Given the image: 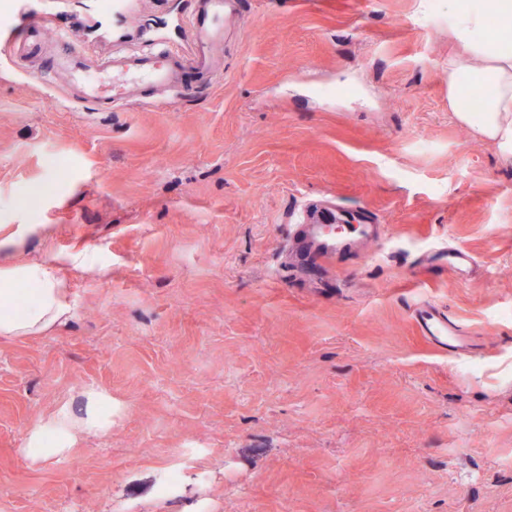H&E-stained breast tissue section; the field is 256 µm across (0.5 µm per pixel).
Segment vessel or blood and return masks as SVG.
I'll return each instance as SVG.
<instances>
[{"instance_id": "1", "label": "vessel or blood", "mask_w": 512, "mask_h": 512, "mask_svg": "<svg viewBox=\"0 0 512 512\" xmlns=\"http://www.w3.org/2000/svg\"><path fill=\"white\" fill-rule=\"evenodd\" d=\"M41 15L30 0H18L13 17L0 26V33L15 42L33 43L40 33ZM196 53L186 58L171 47L150 53L113 56L91 66L83 54H72L64 67L69 80L82 98L92 103L111 104L143 101L147 88L188 89V75L209 71L215 64L224 39V0H204L193 16ZM295 245L308 257L331 261L346 251L349 238L332 224H302L296 231ZM416 323L439 351L464 355L467 338L464 330L434 306H419Z\"/></svg>"}]
</instances>
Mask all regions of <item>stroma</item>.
<instances>
[{
    "mask_svg": "<svg viewBox=\"0 0 512 512\" xmlns=\"http://www.w3.org/2000/svg\"><path fill=\"white\" fill-rule=\"evenodd\" d=\"M57 51L189 47L195 0H35ZM429 0H233L223 67L165 105L96 106L0 36V223L51 237L74 316L0 337V512H512V166L448 110ZM380 225L334 265L292 227ZM474 257L464 274L433 259ZM443 308L470 353L434 348ZM107 434L31 428L85 393ZM190 464L164 493L180 449ZM416 323L429 342L439 351L465 354L467 337L465 331L444 312L434 306L421 305L416 309ZM85 397V411L81 417H75L68 405L61 406L48 421L29 432L25 451L42 458H60L70 450L69 440L77 429L106 433L112 415V400L97 391H90Z\"/></svg>",
    "mask_w": 512,
    "mask_h": 512,
    "instance_id": "1",
    "label": "stroma"
}]
</instances>
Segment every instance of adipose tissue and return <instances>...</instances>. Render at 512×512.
Here are the masks:
<instances>
[{
    "label": "adipose tissue",
    "instance_id": "ef3b65f1",
    "mask_svg": "<svg viewBox=\"0 0 512 512\" xmlns=\"http://www.w3.org/2000/svg\"><path fill=\"white\" fill-rule=\"evenodd\" d=\"M447 10L449 109L461 124L497 143L503 160L512 163V0H447ZM492 17L500 36L485 33ZM479 72L490 76L492 88L483 110L476 113L458 87ZM48 233L45 224H0L1 336H40L73 316L59 275V258L39 262L16 258L27 237ZM111 415V399L88 392L82 416H74L69 406L60 407L29 432L27 451L42 458L63 457L74 431L106 433Z\"/></svg>",
    "mask_w": 512,
    "mask_h": 512
}]
</instances>
